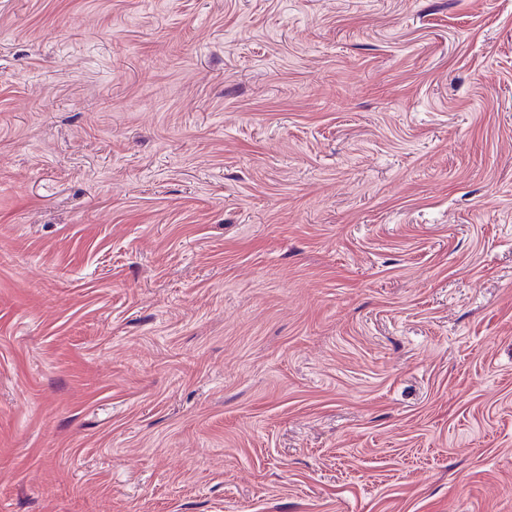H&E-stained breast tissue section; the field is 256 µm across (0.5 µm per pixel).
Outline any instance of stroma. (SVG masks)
Listing matches in <instances>:
<instances>
[{"instance_id":"35a3bbf8","label":"stroma","mask_w":512,"mask_h":512,"mask_svg":"<svg viewBox=\"0 0 512 512\" xmlns=\"http://www.w3.org/2000/svg\"><path fill=\"white\" fill-rule=\"evenodd\" d=\"M0 512H512V0H0Z\"/></svg>"}]
</instances>
